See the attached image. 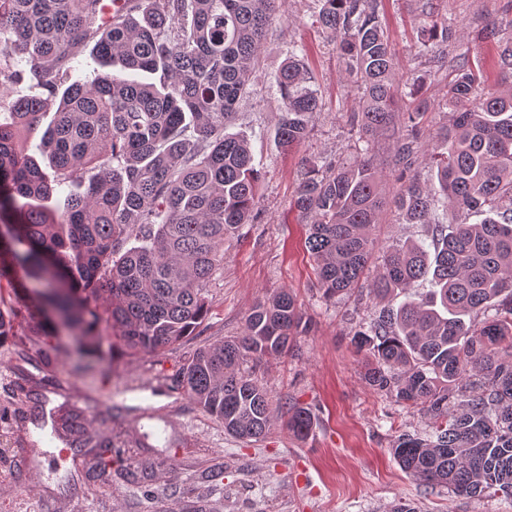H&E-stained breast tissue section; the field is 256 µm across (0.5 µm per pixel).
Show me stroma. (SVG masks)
<instances>
[{"instance_id":"obj_1","label":"stroma","mask_w":512,"mask_h":512,"mask_svg":"<svg viewBox=\"0 0 512 512\" xmlns=\"http://www.w3.org/2000/svg\"><path fill=\"white\" fill-rule=\"evenodd\" d=\"M420 0H378V14L396 52L400 79L420 78L422 92L441 99L453 75L418 55ZM456 45L480 61L485 89L497 88L496 46L477 40L493 19L512 16V0H440ZM319 0H284V21L269 29L249 95L228 125L246 135L261 172L258 222L240 225L224 241V263L207 286L210 311L175 349L130 355L104 338L100 355L85 353L71 332L26 335L0 345V512H389L398 502L416 512H512V497H469L426 488L405 473L390 449L401 434L425 435L423 414L375 390L364 379V357L352 345L377 307L366 292L323 298L306 248L308 226L294 208L312 163L356 156L350 118L358 93L342 76L335 42L315 21ZM310 72L322 103L305 140L283 151L275 132L280 112L276 76L290 50ZM377 248L423 241L420 225L386 207ZM296 295L310 326L286 355L248 364L273 405L298 404L316 416L299 439L283 421L264 438L243 441L172 388L173 377L199 348L240 335L251 307L266 294ZM45 397L46 411L78 409L95 441L112 442V466L97 480L95 449L77 453L58 437L42 445V418L13 415L17 384ZM220 479L205 478L206 470Z\"/></svg>"}]
</instances>
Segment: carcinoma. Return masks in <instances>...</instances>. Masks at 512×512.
Listing matches in <instances>:
<instances>
[{
    "instance_id": "cac0c4a2",
    "label": "carcinoma",
    "mask_w": 512,
    "mask_h": 512,
    "mask_svg": "<svg viewBox=\"0 0 512 512\" xmlns=\"http://www.w3.org/2000/svg\"><path fill=\"white\" fill-rule=\"evenodd\" d=\"M320 2L317 23L360 92L351 125L364 144L350 163L312 165L294 200L323 297L358 287L386 206L431 229L433 250L403 242L380 256L365 289L382 306L354 345L366 355L368 383L432 425L427 437L403 434L391 448L407 474L459 495L512 497V36L500 38L512 18L480 34L498 41L504 90L477 93L479 74L458 54L438 102L448 123L430 151L436 180L422 182L411 171L430 103L413 83L399 89L377 0ZM281 8L280 0H124L107 17L103 0H0V94L28 90L0 119V223L17 225L14 246L0 253V278L12 285L19 270L38 287L27 315L0 308V343L24 322L52 336L59 319L93 350L110 329L133 354L193 335L209 312L206 286L224 262V238L255 216L249 142L225 129ZM419 27L427 51L453 39L434 0ZM88 47L112 71L73 82L72 63ZM307 83L302 59L289 54L276 78L286 150L321 110ZM55 100L41 138L46 171L20 133L36 130ZM379 134L392 139L387 173L371 160ZM58 189L69 190L61 210L47 205ZM439 204L461 222H434ZM475 213L485 218L468 223ZM419 281L430 288L417 296ZM399 295L405 300L393 304ZM308 329L291 293L266 295L243 335L198 350L175 386L229 435L258 440L272 425L271 400L243 366L282 355ZM314 423L309 408H288L296 437ZM62 427L91 443L81 413L62 417Z\"/></svg>"
}]
</instances>
